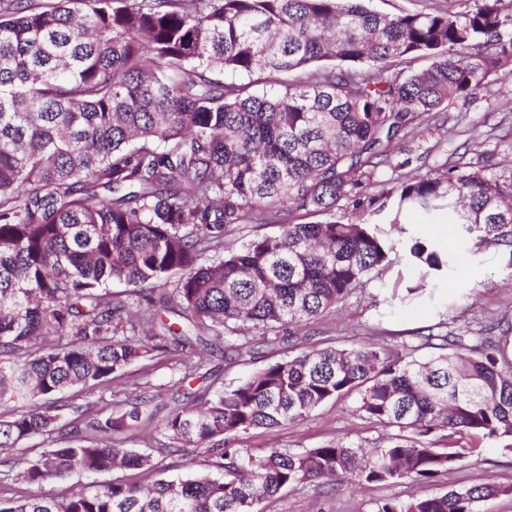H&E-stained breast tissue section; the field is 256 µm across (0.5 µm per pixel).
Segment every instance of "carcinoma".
I'll return each instance as SVG.
<instances>
[{
    "mask_svg": "<svg viewBox=\"0 0 512 512\" xmlns=\"http://www.w3.org/2000/svg\"><path fill=\"white\" fill-rule=\"evenodd\" d=\"M472 3L388 16L363 0H0V400L24 404L0 419L3 476L24 486L0 512H257L315 479L423 488L373 512H478L512 494L495 483L425 491L486 440L512 450V358L497 325L415 331L418 348L437 351L423 363L385 341L300 348L296 337L394 253L369 224L296 215L350 201L381 210L394 197L399 209L448 210L468 245L512 263V180L487 174L483 154L476 170L368 193L400 136L467 105L512 61L501 34L512 0ZM323 60L336 64L308 71ZM226 73L264 75L272 89ZM257 218L277 235L228 240ZM408 255L428 274L454 263L421 241ZM113 282L127 298L103 294ZM171 308L224 341L229 361L245 346L284 356L234 386L181 394L159 420L145 392L93 415L72 402V441L34 461L16 453L53 434L63 391L109 384L188 340L157 326ZM351 396L353 415L396 432L368 450L345 438L260 456L240 446ZM148 426L155 452L126 446ZM189 448L210 470L142 478L163 472L155 454ZM114 469L138 478L36 493Z\"/></svg>",
    "mask_w": 512,
    "mask_h": 512,
    "instance_id": "carcinoma-1",
    "label": "carcinoma"
}]
</instances>
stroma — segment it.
<instances>
[{
	"mask_svg": "<svg viewBox=\"0 0 512 512\" xmlns=\"http://www.w3.org/2000/svg\"><path fill=\"white\" fill-rule=\"evenodd\" d=\"M507 68V73L489 77L469 105L449 106L398 141L389 164L376 172L378 190L415 175H437L454 166L468 169L482 154L497 161V175L512 177V62ZM336 217L341 221L359 218L372 224L394 243L399 256L334 315L304 328L301 335L307 342L342 346L382 338L409 347L414 343V330L444 319L451 301L458 305L460 318L456 325L461 329L512 321V266L504 252L496 248L461 250L463 231L450 223L448 216L430 219L420 214L399 215L389 207L358 210L346 203L337 210ZM415 238L433 243L442 251L457 253L456 265L437 278L424 277L421 269L404 255L407 244ZM187 354L199 357L202 372L208 373L219 387L238 384L279 358L275 350L246 352L230 367L224 360L223 343L207 334L194 341L191 348L172 346L166 353L130 365L125 381H150L159 416H166L173 405L170 382L177 363ZM350 408L347 401L324 404L300 424L245 434L241 445L254 452L265 448L300 451L341 437L367 445L386 435L385 427L361 421ZM485 482L512 485V451L487 443L459 470L440 478L438 485L446 488ZM411 492L406 485L358 488L318 481L288 490L278 500L262 502L258 510L372 512L376 499L392 494L404 497Z\"/></svg>",
	"mask_w": 512,
	"mask_h": 512,
	"instance_id": "obj_1",
	"label": "stroma"
}]
</instances>
